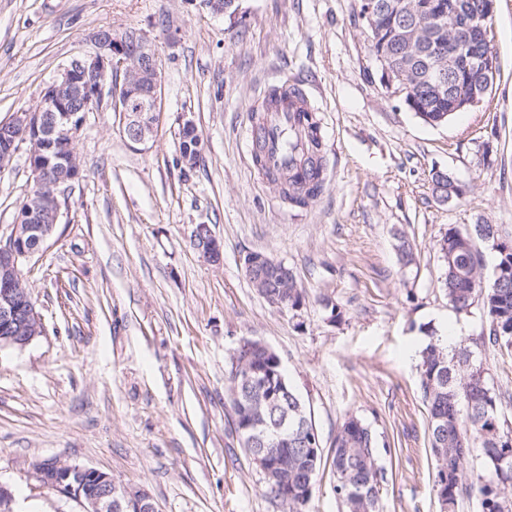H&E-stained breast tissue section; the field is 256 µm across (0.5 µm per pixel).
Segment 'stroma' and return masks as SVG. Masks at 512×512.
<instances>
[{
	"instance_id": "obj_1",
	"label": "stroma",
	"mask_w": 512,
	"mask_h": 512,
	"mask_svg": "<svg viewBox=\"0 0 512 512\" xmlns=\"http://www.w3.org/2000/svg\"><path fill=\"white\" fill-rule=\"evenodd\" d=\"M238 5L230 17L201 0H0V122L35 108L101 28L145 33L163 81L147 145L131 144L109 109L87 115L68 208L24 265L43 332L0 350V481L18 512H79L39 489L30 464L46 457L146 489L157 512H283L230 432L225 368L244 337L275 351L311 410L322 461L307 512H344L331 449L352 415L380 443L379 512H440L419 353L449 326L462 341L488 327L481 307L449 306L436 243L469 224L512 235V0L492 20L491 93L437 127L382 86L358 0ZM287 77L312 95L327 165L302 209L258 173L246 139ZM183 117L201 138L191 168L179 161ZM437 170L466 186L460 200L436 199ZM30 189L23 147L0 172V239ZM198 224L223 242L220 264L194 249ZM398 232L416 248L413 268L399 262ZM255 251L292 269L298 310L252 286L241 259Z\"/></svg>"
}]
</instances>
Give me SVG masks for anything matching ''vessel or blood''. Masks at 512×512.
Returning <instances> with one entry per match:
<instances>
[{"instance_id":"vessel-or-blood-1","label":"vessel or blood","mask_w":512,"mask_h":512,"mask_svg":"<svg viewBox=\"0 0 512 512\" xmlns=\"http://www.w3.org/2000/svg\"><path fill=\"white\" fill-rule=\"evenodd\" d=\"M277 92L280 97L278 106L270 109L261 125L252 126L248 132L250 148H262L267 163L271 166L282 164L285 160L281 141L290 117L294 113L311 109L310 97L300 84L278 85Z\"/></svg>"}]
</instances>
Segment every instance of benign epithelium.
<instances>
[{
    "instance_id": "7a95c632",
    "label": "benign epithelium",
    "mask_w": 512,
    "mask_h": 512,
    "mask_svg": "<svg viewBox=\"0 0 512 512\" xmlns=\"http://www.w3.org/2000/svg\"><path fill=\"white\" fill-rule=\"evenodd\" d=\"M205 7L215 14L234 16L238 12L236 0H203ZM400 18L399 43L408 51L422 34L413 5L400 0L387 3ZM496 0H486L484 15L466 23L458 21L453 2L436 4L426 20L441 14L448 15V25L461 33L448 57H438L434 64L433 84L441 88L449 74L456 76L448 111L473 110L480 106L492 91L497 75L495 53L487 52L470 64L471 50L477 43L490 44L488 17L494 15ZM378 8L370 0H363L362 19L366 20L368 42L380 37L377 26ZM93 50L72 58L63 68L59 79L50 84L40 103L30 111L18 112L4 123L15 132L13 138L0 142V171H4L18 146L29 144V169L33 189L27 198L28 208L36 212L29 224H15L9 236L0 240V349H22L42 333L39 313L29 290L18 283V268L39 253L54 233L67 206V190L80 177L77 156L56 168L54 189L44 188V171L48 162L34 160L35 144L46 143L57 137H67L74 144L83 125L85 114L96 112L107 103L111 111L121 116L122 132L134 145H145L152 140L161 116L162 72L154 44L141 31L135 29H101L92 35ZM378 65L380 80L390 95L409 110L417 108L411 94L408 74L388 64L381 55H372ZM36 240V246L27 247L23 239ZM191 241L202 257L213 264L220 262L222 242L207 224H197ZM246 276L257 291L272 306L288 309V299L270 293L271 285L288 287L292 270L284 263L265 255L249 254L241 259ZM266 423L258 416L246 428L240 439L243 448L255 451L251 461L265 475L275 470L272 458L259 452ZM31 469L40 487L76 502L81 512H157L150 494L142 489L116 483L112 474L103 470L71 464L60 457L36 459ZM16 498L12 486L0 482V512H16Z\"/></svg>"
}]
</instances>
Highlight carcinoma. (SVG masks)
Returning <instances> with one entry per match:
<instances>
[{
	"label": "carcinoma",
	"instance_id": "1",
	"mask_svg": "<svg viewBox=\"0 0 512 512\" xmlns=\"http://www.w3.org/2000/svg\"><path fill=\"white\" fill-rule=\"evenodd\" d=\"M423 38L411 51L402 53L395 41L377 43L396 68L411 74L417 105L431 115L448 112V97L452 84L436 90L431 86L428 58L439 46H448L453 31L448 18L439 19L432 28H422ZM307 121H298L297 132H288L284 148L288 164V187L282 190L284 200L303 208L322 193L323 157L321 127L317 117L306 114ZM43 157L67 159L71 150L59 142L50 149L37 143ZM498 243L495 267L498 276L484 279L481 273L483 251L479 245ZM447 251L443 260L441 285L449 305L457 312H467L479 303L488 320V329L468 343L450 350L441 344H428L421 352L419 392L428 410V437L432 457V489L439 500L448 502L447 512H456L463 498L478 500L480 512H503L500 490L512 485V427L505 425L498 411L499 395L494 379L478 353L484 348L512 356V238L500 235L495 224H476L473 228H448L438 241L437 251ZM239 359L262 370L257 382L235 381L226 374L233 433L250 419L242 413V404L255 403L270 427L280 424L283 412H288V430L278 432L277 443L266 451L278 461V478H264L270 494L277 501H288V512H306L315 486L318 469L310 466L308 435L295 434V406L301 407L303 418L309 421L310 411L294 390L283 395L273 376L276 363L262 357L254 349L253 339L246 338L238 350ZM378 442L369 426L356 416L341 426L332 448V467L336 473V494L346 512L362 507L360 495H366L369 512H378L380 490L385 473L378 466ZM479 451L485 468L463 476L466 460Z\"/></svg>",
	"mask_w": 512,
	"mask_h": 512
}]
</instances>
